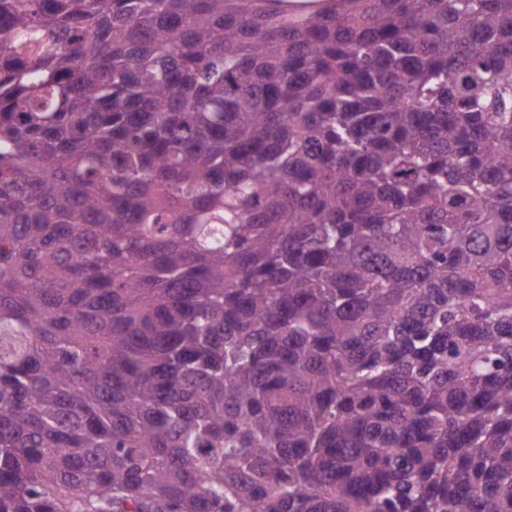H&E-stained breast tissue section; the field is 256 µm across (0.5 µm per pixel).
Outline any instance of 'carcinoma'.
Segmentation results:
<instances>
[{"instance_id":"carcinoma-1","label":"carcinoma","mask_w":512,"mask_h":512,"mask_svg":"<svg viewBox=\"0 0 512 512\" xmlns=\"http://www.w3.org/2000/svg\"><path fill=\"white\" fill-rule=\"evenodd\" d=\"M0 512H512V0H0Z\"/></svg>"}]
</instances>
